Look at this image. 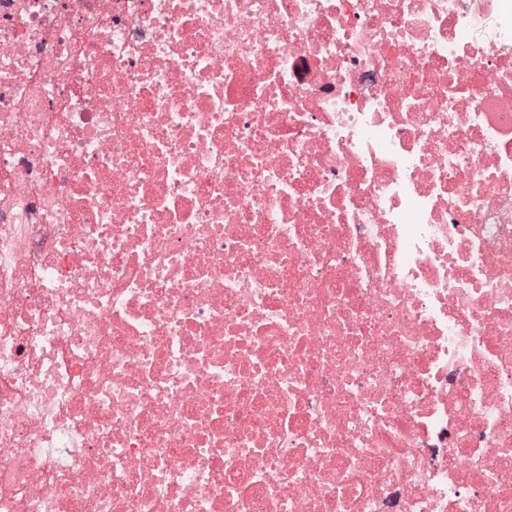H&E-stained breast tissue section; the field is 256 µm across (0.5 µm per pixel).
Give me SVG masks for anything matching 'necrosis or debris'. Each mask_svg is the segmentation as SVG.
Here are the masks:
<instances>
[{"label": "necrosis or debris", "instance_id": "1", "mask_svg": "<svg viewBox=\"0 0 512 512\" xmlns=\"http://www.w3.org/2000/svg\"><path fill=\"white\" fill-rule=\"evenodd\" d=\"M0 512H512V0H0Z\"/></svg>", "mask_w": 512, "mask_h": 512}]
</instances>
